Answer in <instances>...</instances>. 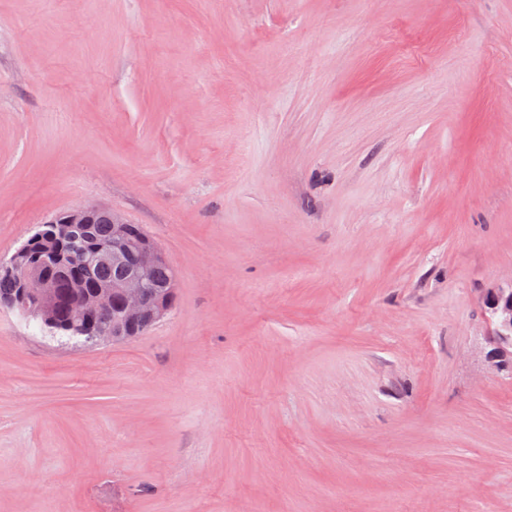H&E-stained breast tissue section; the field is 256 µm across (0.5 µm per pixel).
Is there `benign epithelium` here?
Returning a JSON list of instances; mask_svg holds the SVG:
<instances>
[{
    "label": "benign epithelium",
    "instance_id": "1",
    "mask_svg": "<svg viewBox=\"0 0 512 512\" xmlns=\"http://www.w3.org/2000/svg\"><path fill=\"white\" fill-rule=\"evenodd\" d=\"M103 219L112 225V243L93 246L92 224ZM59 224L70 245L63 254L51 245L55 235L37 236L47 244L35 248L21 247L0 272L16 279L17 288L6 302L9 309L22 316H37L45 326H56L55 309L60 288L69 283L73 320L70 326L78 333H90V342L119 343L136 330L147 329L165 318L173 309L178 275L170 268L165 250L143 229L134 228L120 214L106 207H86L51 217ZM101 264L124 268L120 277L85 291L82 282L69 279L71 268L91 270ZM169 269L164 289L156 294L155 275L159 267ZM119 295L122 305L112 308V296ZM486 305L495 325V338L501 348L512 349V286L488 292Z\"/></svg>",
    "mask_w": 512,
    "mask_h": 512
}]
</instances>
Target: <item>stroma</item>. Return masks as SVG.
Listing matches in <instances>:
<instances>
[{
	"instance_id": "stroma-1",
	"label": "stroma",
	"mask_w": 512,
	"mask_h": 512,
	"mask_svg": "<svg viewBox=\"0 0 512 512\" xmlns=\"http://www.w3.org/2000/svg\"><path fill=\"white\" fill-rule=\"evenodd\" d=\"M88 206L176 303L0 308V512H512V0H0V261ZM486 305L495 325V338L502 349H512V285L488 292Z\"/></svg>"
}]
</instances>
